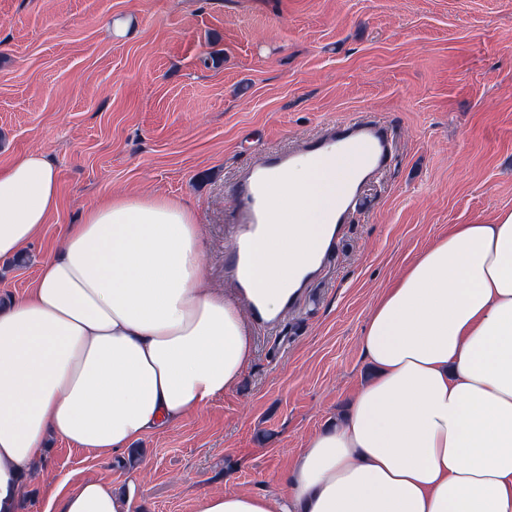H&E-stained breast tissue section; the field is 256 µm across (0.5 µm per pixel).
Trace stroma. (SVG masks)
<instances>
[{
  "label": "stroma",
  "instance_id": "1",
  "mask_svg": "<svg viewBox=\"0 0 512 512\" xmlns=\"http://www.w3.org/2000/svg\"><path fill=\"white\" fill-rule=\"evenodd\" d=\"M367 114L395 154L368 186L310 299L254 327L241 383L108 459L49 439L19 512L59 483L146 468L131 512H194L205 493L283 491L309 434L369 374L360 338L403 268L455 224L512 211V0H0V167L37 150L60 202L0 304L23 295L84 209L117 192L193 206L207 284L228 288L225 230L242 169Z\"/></svg>",
  "mask_w": 512,
  "mask_h": 512
}]
</instances>
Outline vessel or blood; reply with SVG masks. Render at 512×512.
<instances>
[{
  "mask_svg": "<svg viewBox=\"0 0 512 512\" xmlns=\"http://www.w3.org/2000/svg\"><path fill=\"white\" fill-rule=\"evenodd\" d=\"M363 146L368 148L365 167L354 177L345 198L336 212L337 226L349 223L354 210L365 198V189L388 167L395 143L391 129L368 116H360L347 122L327 124L322 132L299 147L287 151L268 152L257 157L243 170L235 188L233 221L241 233L266 223L264 180L278 170L289 167L302 157H316L334 148Z\"/></svg>",
  "mask_w": 512,
  "mask_h": 512,
  "instance_id": "1",
  "label": "vessel or blood"
}]
</instances>
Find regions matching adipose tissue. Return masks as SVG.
<instances>
[{"label": "adipose tissue", "instance_id": "obj_1", "mask_svg": "<svg viewBox=\"0 0 512 512\" xmlns=\"http://www.w3.org/2000/svg\"><path fill=\"white\" fill-rule=\"evenodd\" d=\"M59 202L31 151L0 168V257ZM237 296L207 287L194 209L156 194L87 207L27 292L0 310V512H17L47 435L109 457L234 389L253 358ZM372 377L306 438L288 495L227 488L194 512H512V212L457 224L373 305ZM47 512H130L109 482Z\"/></svg>", "mask_w": 512, "mask_h": 512}]
</instances>
